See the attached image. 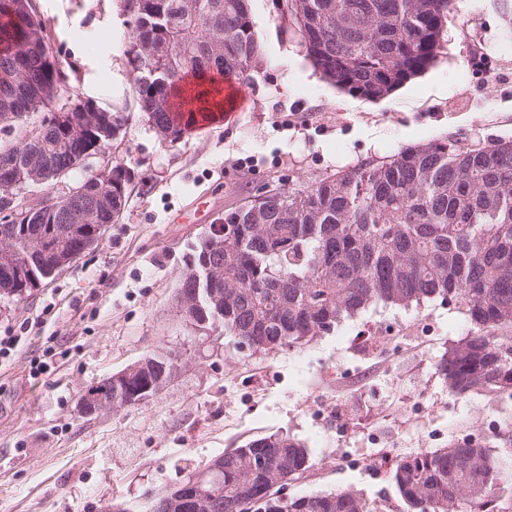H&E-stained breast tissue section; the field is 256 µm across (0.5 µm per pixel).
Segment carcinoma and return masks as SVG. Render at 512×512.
I'll return each mask as SVG.
<instances>
[{"instance_id": "cac0c4a2", "label": "carcinoma", "mask_w": 512, "mask_h": 512, "mask_svg": "<svg viewBox=\"0 0 512 512\" xmlns=\"http://www.w3.org/2000/svg\"><path fill=\"white\" fill-rule=\"evenodd\" d=\"M453 0H286L301 44L324 79L350 95L378 100L427 70ZM134 16V65L161 73L163 81H134L136 114L162 140L184 138L197 119L214 114L185 93L187 77L231 76L246 83L260 55L249 0H128ZM32 9L31 0H0V38L15 41L20 64L0 55V70L20 68L13 84L0 85V126L12 127L55 96L59 75L44 66L41 40L10 30L9 10ZM112 117V135L72 125L77 113L26 137L0 145L14 167L41 159L46 183L79 166L118 135L129 116ZM129 176L112 185L101 224L116 223L127 201ZM48 209H29L17 224H0L20 243L31 234L52 238ZM216 244L224 253L219 296L202 300L191 319L253 351L303 346L328 334L373 304L417 306L440 299L466 312L472 333L437 363L448 389L486 390L512 396V141L467 146L441 138L303 185L277 188L224 213L191 248L198 263ZM0 267V296L20 294L52 277L38 258ZM166 366L161 382L146 375L112 381L115 410L158 397L181 354L152 352ZM311 467L309 449L288 435L255 439L214 459L200 488L207 512H234L241 495L254 512H377L354 490L291 496L282 502L271 487L293 481ZM391 479L406 512H512V422L501 426L496 450L482 442L453 441L392 463Z\"/></svg>"}]
</instances>
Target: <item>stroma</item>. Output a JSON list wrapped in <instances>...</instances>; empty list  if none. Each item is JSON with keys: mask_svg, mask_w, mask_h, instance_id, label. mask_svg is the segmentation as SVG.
<instances>
[{"mask_svg": "<svg viewBox=\"0 0 512 512\" xmlns=\"http://www.w3.org/2000/svg\"><path fill=\"white\" fill-rule=\"evenodd\" d=\"M33 6L62 77L49 110L89 99L130 119L72 173L18 191L19 206L118 164L131 181L120 222L91 249L29 295L0 300V336L19 339L0 362V512H99L107 497L148 512L160 490L275 433L311 453L289 494L353 489L402 512L383 458L447 447L491 416L512 419L511 397L459 396L436 372L471 329L452 304H376L307 345L257 353L199 332L176 308L192 245L264 186L302 185L446 136L512 139V0H457L435 64L375 102L321 77L285 0H250L261 51L243 100L174 144L133 114L125 0ZM368 334L389 338L383 357L361 353ZM49 347L46 372L31 377ZM156 349L187 358L161 395L79 415L86 388ZM374 431L385 445L371 441Z\"/></svg>", "mask_w": 512, "mask_h": 512, "instance_id": "obj_1", "label": "stroma"}]
</instances>
